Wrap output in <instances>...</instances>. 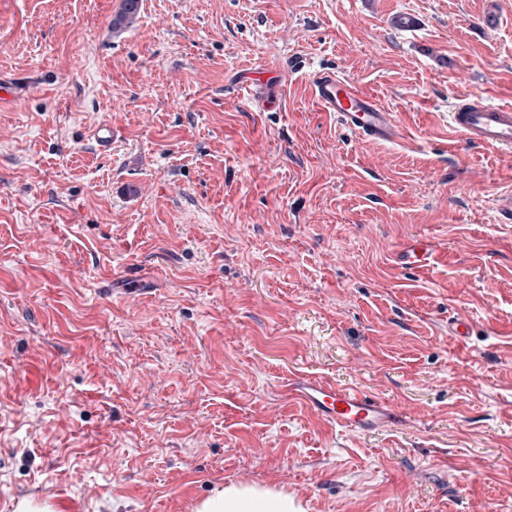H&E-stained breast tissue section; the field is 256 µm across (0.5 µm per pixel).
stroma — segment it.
<instances>
[{"instance_id": "stroma-1", "label": "stroma", "mask_w": 512, "mask_h": 512, "mask_svg": "<svg viewBox=\"0 0 512 512\" xmlns=\"http://www.w3.org/2000/svg\"><path fill=\"white\" fill-rule=\"evenodd\" d=\"M120 4L0 0L24 90L0 112V512H194L239 481L310 512H512V154L448 125L464 93L512 104V0H141L116 34ZM321 69L400 141L322 112ZM416 238L435 262L399 269ZM298 375L398 421L331 426ZM309 82L312 98L341 125L371 141L393 142L400 138L401 127L395 114L348 78L320 70L312 73ZM288 397L325 421L357 434L379 433L394 422V408L355 388L336 386L317 377L296 376L285 384Z\"/></svg>"}]
</instances>
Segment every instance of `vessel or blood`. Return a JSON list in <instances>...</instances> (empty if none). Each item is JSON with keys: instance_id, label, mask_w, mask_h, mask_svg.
I'll return each instance as SVG.
<instances>
[{"instance_id": "b4317fda", "label": "vessel or blood", "mask_w": 512, "mask_h": 512, "mask_svg": "<svg viewBox=\"0 0 512 512\" xmlns=\"http://www.w3.org/2000/svg\"><path fill=\"white\" fill-rule=\"evenodd\" d=\"M311 95L322 111L337 122L371 141L393 142L401 127L394 113L380 106L376 98L362 91L348 78L329 70L313 72ZM448 124L463 140L512 152V106L490 102L479 94L458 99L448 114ZM433 255L423 241H409L397 254L402 268L427 267ZM289 396L325 421L358 433H379L394 422V408L355 388L339 387L317 377L288 379Z\"/></svg>"}]
</instances>
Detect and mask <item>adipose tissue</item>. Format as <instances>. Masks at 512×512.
<instances>
[{
    "mask_svg": "<svg viewBox=\"0 0 512 512\" xmlns=\"http://www.w3.org/2000/svg\"><path fill=\"white\" fill-rule=\"evenodd\" d=\"M196 512H308L298 496L259 484L232 482L215 488Z\"/></svg>",
    "mask_w": 512,
    "mask_h": 512,
    "instance_id": "obj_1",
    "label": "adipose tissue"
}]
</instances>
